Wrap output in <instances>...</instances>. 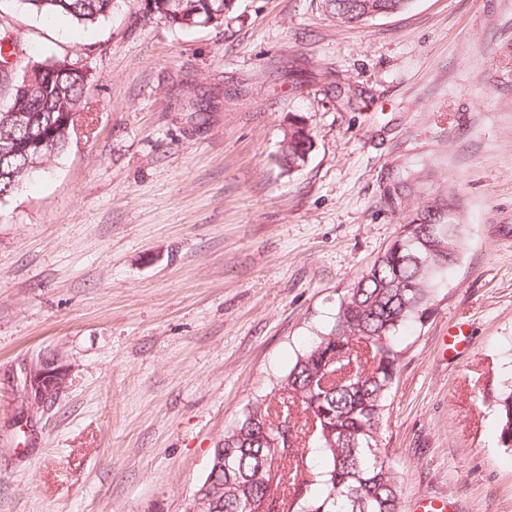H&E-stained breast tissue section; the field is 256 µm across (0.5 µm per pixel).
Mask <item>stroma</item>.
Listing matches in <instances>:
<instances>
[{"label": "stroma", "instance_id": "stroma-1", "mask_svg": "<svg viewBox=\"0 0 512 512\" xmlns=\"http://www.w3.org/2000/svg\"><path fill=\"white\" fill-rule=\"evenodd\" d=\"M37 60L87 68L91 131L0 202V512H186L216 443L395 240L393 178L448 195L465 248L402 333L380 445L402 512H512V0L340 25L233 0L175 29L118 0L84 28L0 0ZM313 148L285 172L280 142ZM463 326L457 355L448 332ZM66 390L20 405L25 366ZM305 131V127L292 125L280 142L279 161L282 168L288 173L303 167L307 162L313 141L310 135L305 134ZM23 375V402L30 411L54 402L68 383L67 367L58 359L31 363L24 368ZM493 408L498 420V443L512 448V377L504 382Z\"/></svg>", "mask_w": 512, "mask_h": 512}]
</instances>
